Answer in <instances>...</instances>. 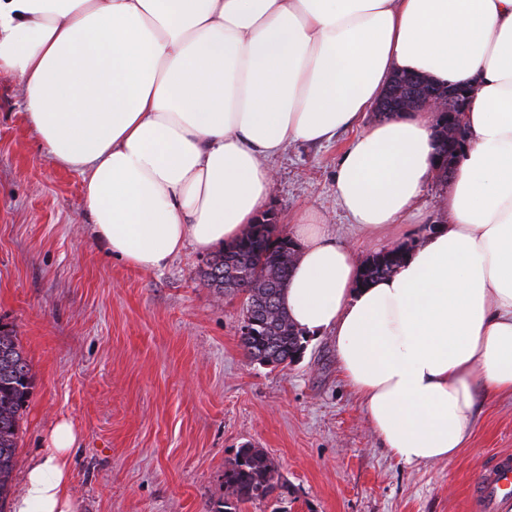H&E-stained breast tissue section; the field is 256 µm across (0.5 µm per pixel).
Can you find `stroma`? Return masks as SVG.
<instances>
[{
  "label": "stroma",
  "mask_w": 512,
  "mask_h": 512,
  "mask_svg": "<svg viewBox=\"0 0 512 512\" xmlns=\"http://www.w3.org/2000/svg\"><path fill=\"white\" fill-rule=\"evenodd\" d=\"M351 139L293 143L271 162L266 205L279 230L316 211L357 261L399 246L359 236L340 208L336 168ZM85 180L54 165L0 75V326L33 377L13 490L58 419L77 434L71 486L80 512H215L239 448L263 449L277 487L240 512H473L468 487L512 451V398L483 393L466 447L439 463L392 456L345 382L331 333L307 336L287 368L241 345L243 295L201 276L186 247L165 267L112 258L89 231Z\"/></svg>",
  "instance_id": "35a3bbf8"
}]
</instances>
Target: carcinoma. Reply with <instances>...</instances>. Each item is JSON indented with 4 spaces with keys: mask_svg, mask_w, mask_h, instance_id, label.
<instances>
[{
    "mask_svg": "<svg viewBox=\"0 0 512 512\" xmlns=\"http://www.w3.org/2000/svg\"><path fill=\"white\" fill-rule=\"evenodd\" d=\"M294 252L288 235L277 229L274 215L263 214L232 246L223 249L203 278L223 292L246 295L245 313L254 320V333L241 337L250 359L260 365L288 366L303 349L302 332L295 328L281 303ZM403 257V249L382 250L361 265L364 284L391 274ZM233 270L238 277L222 278ZM32 376L18 337L0 326V512H6L12 495L20 422L28 406ZM275 468L260 449H239L235 462L224 469L226 493L215 512H239L240 505L265 499L276 489Z\"/></svg>",
    "mask_w": 512,
    "mask_h": 512,
    "instance_id": "obj_1",
    "label": "carcinoma"
}]
</instances>
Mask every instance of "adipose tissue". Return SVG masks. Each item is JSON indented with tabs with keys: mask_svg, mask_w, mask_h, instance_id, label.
<instances>
[{
	"mask_svg": "<svg viewBox=\"0 0 512 512\" xmlns=\"http://www.w3.org/2000/svg\"><path fill=\"white\" fill-rule=\"evenodd\" d=\"M470 87L446 224L359 286L313 210L282 305L332 332L384 448L454 458L479 392L512 396V0H0V74L52 162L86 174L94 237L152 270L232 245L291 142L342 153L336 199L358 231L404 230L434 168L435 122L360 127L392 75ZM76 432L58 421L12 512H77Z\"/></svg>",
	"mask_w": 512,
	"mask_h": 512,
	"instance_id": "1",
	"label": "adipose tissue"
}]
</instances>
